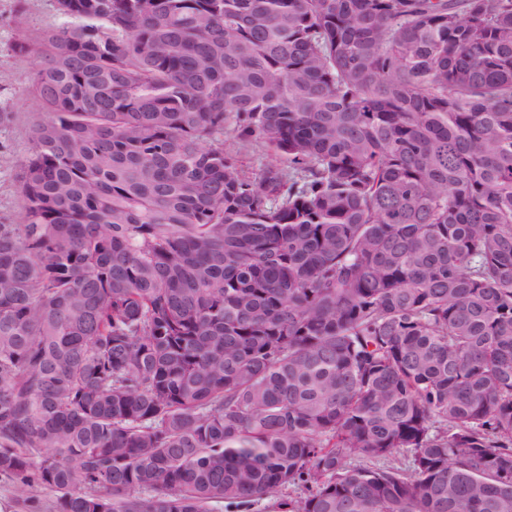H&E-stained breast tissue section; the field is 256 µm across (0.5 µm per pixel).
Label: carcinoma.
<instances>
[{"instance_id": "cac0c4a2", "label": "carcinoma", "mask_w": 512, "mask_h": 512, "mask_svg": "<svg viewBox=\"0 0 512 512\" xmlns=\"http://www.w3.org/2000/svg\"><path fill=\"white\" fill-rule=\"evenodd\" d=\"M57 3L0 224L23 507L512 512V0Z\"/></svg>"}]
</instances>
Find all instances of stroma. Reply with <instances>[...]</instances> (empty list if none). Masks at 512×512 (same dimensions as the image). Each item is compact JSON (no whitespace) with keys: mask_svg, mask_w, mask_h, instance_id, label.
I'll return each mask as SVG.
<instances>
[{"mask_svg":"<svg viewBox=\"0 0 512 512\" xmlns=\"http://www.w3.org/2000/svg\"><path fill=\"white\" fill-rule=\"evenodd\" d=\"M68 22L56 0H0V224L20 221L30 129L45 116L33 88L42 37Z\"/></svg>","mask_w":512,"mask_h":512,"instance_id":"obj_1","label":"stroma"}]
</instances>
